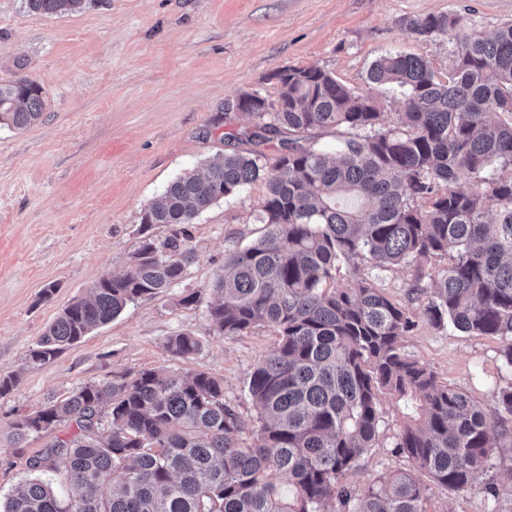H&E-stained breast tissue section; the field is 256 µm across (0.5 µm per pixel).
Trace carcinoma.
I'll use <instances>...</instances> for the list:
<instances>
[{
    "mask_svg": "<svg viewBox=\"0 0 512 512\" xmlns=\"http://www.w3.org/2000/svg\"><path fill=\"white\" fill-rule=\"evenodd\" d=\"M85 0H26L49 15L81 11ZM427 39L456 32L445 80L422 57L389 54L367 79L402 90L396 126L381 123L372 97L328 71L287 67L276 100L243 92L238 108L253 129L227 134L238 147L198 171L177 175L143 212L127 270L101 278L90 298L64 308L31 350L39 366L117 317L143 296H160L186 275L185 225L242 187L261 181L264 233L230 252L211 285L208 316L224 337L267 326L275 349L252 371L256 411L249 429L224 400V385L201 371H142L82 386L17 417L10 441L69 424L29 460L36 476L0 500V512H428L419 475L463 490L493 465L492 448L512 437V387L494 414L441 382L404 346L412 311L360 275L369 258L385 271L413 267L411 294L436 329L495 336L512 367V21L490 37L464 31L455 14L400 16ZM42 92L26 78L0 83V122L24 129L42 115ZM341 137L334 157L314 147ZM280 139L284 152L259 146ZM462 181L481 192L458 188ZM155 224L170 234L155 240ZM448 258L433 271L425 262ZM348 270L336 286V272ZM177 357L200 351L188 333L168 338ZM402 415L393 448L410 467L363 489L344 482L379 438L381 397ZM251 432V441L244 439ZM64 465L68 497L44 474Z\"/></svg>",
    "mask_w": 512,
    "mask_h": 512,
    "instance_id": "cac0c4a2",
    "label": "carcinoma"
}]
</instances>
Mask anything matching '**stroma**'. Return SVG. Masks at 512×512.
<instances>
[{"label": "stroma", "mask_w": 512, "mask_h": 512, "mask_svg": "<svg viewBox=\"0 0 512 512\" xmlns=\"http://www.w3.org/2000/svg\"><path fill=\"white\" fill-rule=\"evenodd\" d=\"M440 13L461 15L470 33L488 36L512 20V0H87L80 12L53 16L28 12L24 0H0V83L37 81L44 101L31 127L0 126V374L18 376L0 396L1 497L27 478L29 459L66 434L60 427L16 446L8 438L16 416L105 378L201 370L223 383L245 422L254 420L247 382L278 337L268 327L224 337L207 306L225 255L264 232L260 181L189 225L193 260L166 294L130 303L41 366H31L29 353L65 306L126 270L141 213L167 183L232 149L228 133L251 129L252 118L228 111V102L245 91L276 99L277 71L319 67L373 97L385 125L395 126L398 91L369 84L367 71L380 56L401 52L423 57L446 79L452 40H423L396 24L402 15ZM361 272L418 309L408 298L410 267L377 273L367 261ZM191 292L197 303L181 304ZM180 332L196 337L198 355L168 350V338ZM500 348L496 337L439 330L422 319L405 339L409 355L489 411L496 390L512 386ZM381 410L375 447L344 478L358 489L409 466L393 448L400 420L389 397ZM493 457V469L466 489L429 483L428 512H512V441L501 440ZM490 484L497 498H488Z\"/></svg>", "instance_id": "obj_1"}]
</instances>
